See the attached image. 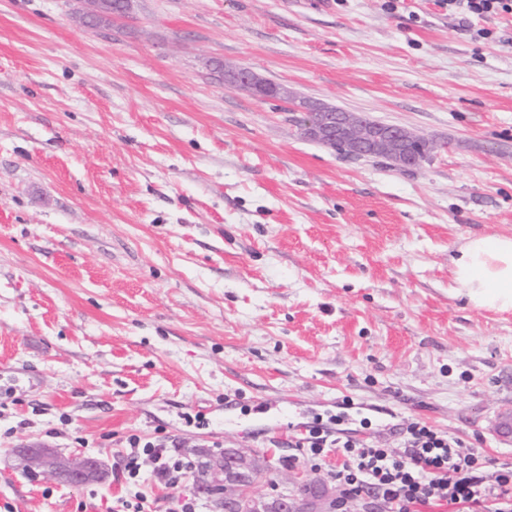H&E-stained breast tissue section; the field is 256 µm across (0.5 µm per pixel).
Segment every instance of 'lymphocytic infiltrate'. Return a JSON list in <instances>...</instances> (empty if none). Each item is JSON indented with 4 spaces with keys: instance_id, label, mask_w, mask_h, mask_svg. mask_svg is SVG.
Here are the masks:
<instances>
[{
    "instance_id": "lymphocytic-infiltrate-1",
    "label": "lymphocytic infiltrate",
    "mask_w": 512,
    "mask_h": 512,
    "mask_svg": "<svg viewBox=\"0 0 512 512\" xmlns=\"http://www.w3.org/2000/svg\"><path fill=\"white\" fill-rule=\"evenodd\" d=\"M296 446L311 461H324L332 451L341 453L344 461L336 472L337 482L348 494L373 495L384 503L386 512H417L424 506L479 512L489 501L494 512H512L511 469L484 473L478 449L463 447L458 438L421 422L406 426L397 450L344 440L321 426L310 427ZM144 460L152 463L156 480L170 488L191 471L170 449L133 435L116 467L117 478L138 483Z\"/></svg>"
}]
</instances>
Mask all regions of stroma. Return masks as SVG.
I'll return each mask as SVG.
<instances>
[{"label": "stroma", "instance_id": "35a3bbf8", "mask_svg": "<svg viewBox=\"0 0 512 512\" xmlns=\"http://www.w3.org/2000/svg\"><path fill=\"white\" fill-rule=\"evenodd\" d=\"M0 0V512H109L136 434L333 480L270 414L378 448L422 421L512 468V313L453 292L464 238L512 235V16L437 0ZM491 30L485 40L478 29ZM299 97L432 140L402 169L305 138ZM97 457L79 487L17 449ZM89 11L83 13L85 23L91 27H97L103 20H108L112 16H124L130 11L131 0H90L87 1ZM224 84L230 88L256 91L263 88L265 80L253 70L238 67L230 72H224Z\"/></svg>", "mask_w": 512, "mask_h": 512}]
</instances>
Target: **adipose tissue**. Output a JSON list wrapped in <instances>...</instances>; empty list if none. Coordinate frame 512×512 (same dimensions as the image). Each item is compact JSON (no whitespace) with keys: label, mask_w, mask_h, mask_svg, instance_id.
Here are the masks:
<instances>
[{"label":"adipose tissue","mask_w":512,"mask_h":512,"mask_svg":"<svg viewBox=\"0 0 512 512\" xmlns=\"http://www.w3.org/2000/svg\"><path fill=\"white\" fill-rule=\"evenodd\" d=\"M458 296L473 308L512 311V236L470 237L451 257Z\"/></svg>","instance_id":"ef3b65f1"}]
</instances>
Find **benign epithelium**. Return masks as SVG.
<instances>
[{"label": "benign epithelium", "instance_id": "benign-epithelium-1", "mask_svg": "<svg viewBox=\"0 0 512 512\" xmlns=\"http://www.w3.org/2000/svg\"><path fill=\"white\" fill-rule=\"evenodd\" d=\"M224 84L230 88L255 91L264 87L265 80L251 69L238 67L224 72ZM302 134L333 149L343 146L350 156L386 154L399 167L419 165V156L407 149V142L414 139L413 132L397 125L368 121L356 112H317L302 127ZM21 453L28 469L75 487L85 484L100 470L99 460L92 456L63 457L47 448H23ZM262 479L263 471L253 456L239 448H226L221 459L207 473L201 493L215 492L221 512H318L319 504L324 502L330 504L326 512L339 510L340 499L336 489L320 478L307 477L300 482L301 487L314 490L312 495L286 497L271 492L249 500L241 497L243 484L254 485Z\"/></svg>", "mask_w": 512, "mask_h": 512}]
</instances>
